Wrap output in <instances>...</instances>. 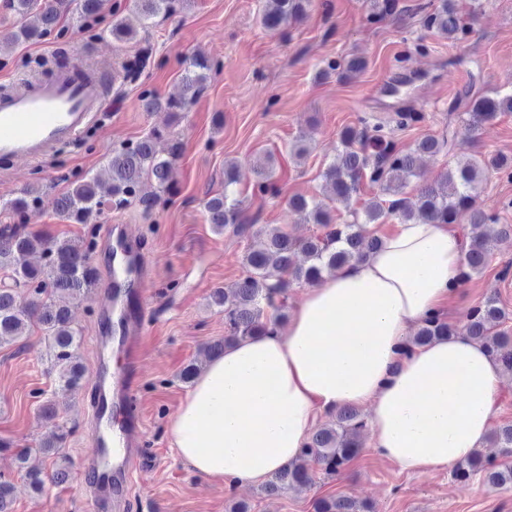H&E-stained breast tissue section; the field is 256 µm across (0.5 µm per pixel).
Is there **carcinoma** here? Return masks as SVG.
I'll use <instances>...</instances> for the list:
<instances>
[{"label":"carcinoma","instance_id":"1","mask_svg":"<svg viewBox=\"0 0 512 512\" xmlns=\"http://www.w3.org/2000/svg\"><path fill=\"white\" fill-rule=\"evenodd\" d=\"M107 0H78L83 23H97L105 17ZM261 15L262 26L270 32L282 31L302 21L308 14L312 0H267ZM133 7L148 21L158 16L173 15L188 6L186 0H132ZM70 0H6V8L20 18L11 41L42 39L57 31L60 16ZM395 0H374L371 17L381 21L395 13ZM424 20L442 38L454 43L465 37L471 25L483 18L481 0H469L462 6L458 0H434L418 5ZM108 31L112 40L129 43L137 32L127 26L123 17L111 15ZM148 52L141 51L123 64V79L138 80L146 67ZM218 63L206 56L194 55L186 63L182 75L184 95L163 100L153 91L141 93L144 111L165 109L179 113L209 78ZM366 67L364 58L350 55L339 61H330L325 73L335 72L350 77ZM502 112H512V92L500 96L482 95L472 100L469 115L473 123L490 121ZM416 120L412 112H395L386 121L369 124L366 118L354 126L342 129L338 136V154L323 173L336 202L347 210L348 218L334 222L330 208L314 199L302 196L290 199L289 205L301 221L316 224L320 233L298 240L282 227L267 224L260 229L262 246L244 257L246 275L231 292L217 289L210 296V305L224 312L229 335L222 341L206 346L208 355L224 351V346L246 338L263 336L276 328L285 318L288 291L295 284L313 285L324 274L362 259L381 244V239L369 233L368 225L390 216L401 224L423 221L433 224H456L468 217L470 244L466 251L462 275L466 279L482 272L491 250V241L485 228L496 223L494 215L478 204L482 176L488 164L477 155L465 162H448L432 184L419 187L415 194L407 192L411 182L418 178L417 155L436 156L451 150V139L429 136L422 139L411 152L399 151L390 138V126L402 128ZM168 144L166 155L158 154L155 144ZM181 152L180 142L166 128H153L148 135L131 145L112 149L108 154L111 184L107 196L98 194L97 180L83 177L70 182L56 201L58 217L75 224H88L101 217L104 200L111 207L121 209L137 201L149 208L152 200L139 195L144 178L155 181L160 191L169 189L170 170ZM273 157L266 154L252 165V174L259 192L273 189ZM242 173L236 163L224 168V191L205 202L208 222L222 232L227 227L241 232L246 227L244 201L236 190ZM374 191V197L362 208L353 207V201L364 186ZM32 191L7 205V209L21 218L33 211ZM96 241L89 237L72 240L31 232L24 224L0 225V271L10 272L12 284L0 288V345L15 341L33 328L42 332L58 383L64 388L77 386L84 370L77 357L82 332L74 327L71 305L88 296L98 280V272L89 263ZM38 251L42 261L29 262L31 253ZM505 313L494 297H488L470 312L467 322L458 330L441 316L421 322L409 345L420 346L443 336L462 334L482 342L488 352L504 368L512 372V333L503 327ZM366 423L357 409L345 406L336 411L332 421L311 433L305 448L288 466L275 472L262 487L267 495L304 485L309 480L311 465L318 466L326 476L334 477L360 450L359 440ZM72 429L56 423L47 441L39 443V451L53 458V470L45 474L39 470L25 471L29 484L40 491L45 481L56 484L68 481L69 460L61 454ZM489 442L512 455V425L494 431ZM482 473L494 485H512V466L496 465L487 460L483 451H475L464 465L455 467L454 476L468 478ZM13 485L0 478V512H12ZM315 512H369V506L346 496L323 497L316 501Z\"/></svg>","mask_w":512,"mask_h":512}]
</instances>
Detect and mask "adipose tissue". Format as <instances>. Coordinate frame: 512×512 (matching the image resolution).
<instances>
[{
  "label": "adipose tissue",
  "mask_w": 512,
  "mask_h": 512,
  "mask_svg": "<svg viewBox=\"0 0 512 512\" xmlns=\"http://www.w3.org/2000/svg\"><path fill=\"white\" fill-rule=\"evenodd\" d=\"M469 240L454 224L397 225L381 246L304 291L286 328L228 345L171 421L196 472L248 484L295 460L317 417L369 409L368 445L426 475L483 448L505 376L464 335L410 346L412 328L459 295Z\"/></svg>",
  "instance_id": "adipose-tissue-1"
}]
</instances>
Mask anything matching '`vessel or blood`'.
Instances as JSON below:
<instances>
[{"mask_svg": "<svg viewBox=\"0 0 512 512\" xmlns=\"http://www.w3.org/2000/svg\"><path fill=\"white\" fill-rule=\"evenodd\" d=\"M107 103L96 68L70 61L48 80L29 76L0 90V160L38 162L72 143L98 119ZM98 254L100 319L96 326L88 412L107 450L84 464L91 512H127L135 462L145 442L138 404L144 314L151 269L137 237L123 224L103 225ZM124 363L114 366L113 353Z\"/></svg>", "mask_w": 512, "mask_h": 512, "instance_id": "obj_1", "label": "vessel or blood"}]
</instances>
